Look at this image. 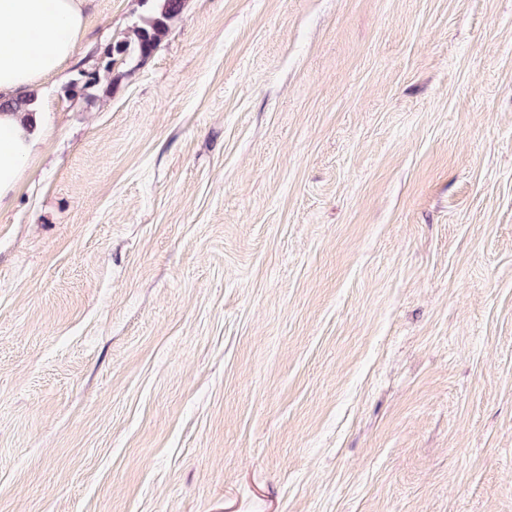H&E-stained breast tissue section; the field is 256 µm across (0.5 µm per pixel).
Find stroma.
Listing matches in <instances>:
<instances>
[{
	"instance_id": "35a3bbf8",
	"label": "stroma",
	"mask_w": 512,
	"mask_h": 512,
	"mask_svg": "<svg viewBox=\"0 0 512 512\" xmlns=\"http://www.w3.org/2000/svg\"><path fill=\"white\" fill-rule=\"evenodd\" d=\"M86 0L0 206V512H512V0ZM146 7L145 15L140 23L132 27L126 36L108 45L104 50L101 66H95L93 81L86 80L79 72L65 90L68 97L93 98V91L98 90L104 81L109 80L110 86L119 76H113V68L118 61L127 57H136L144 61L151 57L166 37L172 23L182 15L187 0H141ZM112 76V77H111Z\"/></svg>"
}]
</instances>
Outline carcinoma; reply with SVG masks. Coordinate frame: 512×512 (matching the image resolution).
Wrapping results in <instances>:
<instances>
[{"label":"carcinoma","instance_id":"carcinoma-1","mask_svg":"<svg viewBox=\"0 0 512 512\" xmlns=\"http://www.w3.org/2000/svg\"><path fill=\"white\" fill-rule=\"evenodd\" d=\"M187 0H142L146 7L140 23L132 27L126 36L112 42L104 50V60L95 67L94 80L84 77L75 79L66 89L71 98H93V91L100 88L104 81L114 84L118 76L113 68L127 57H136L144 61L151 57L166 37L172 23L182 15Z\"/></svg>","mask_w":512,"mask_h":512}]
</instances>
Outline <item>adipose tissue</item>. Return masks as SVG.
<instances>
[{
	"mask_svg": "<svg viewBox=\"0 0 512 512\" xmlns=\"http://www.w3.org/2000/svg\"><path fill=\"white\" fill-rule=\"evenodd\" d=\"M85 0H0V202L15 192L43 130L8 102L36 96L76 55Z\"/></svg>",
	"mask_w": 512,
	"mask_h": 512,
	"instance_id": "ef3b65f1",
	"label": "adipose tissue"
}]
</instances>
